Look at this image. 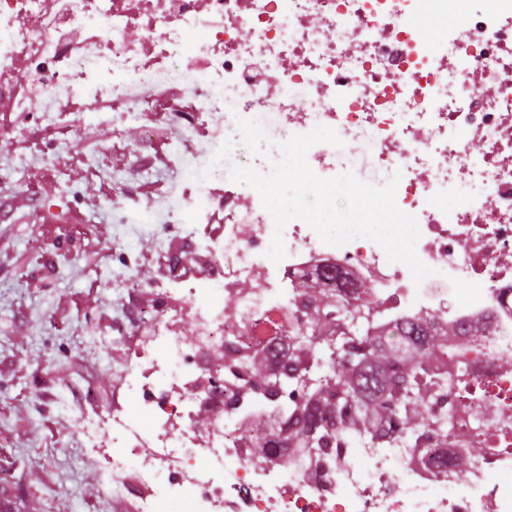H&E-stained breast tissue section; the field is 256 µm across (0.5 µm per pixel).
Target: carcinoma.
<instances>
[{
    "label": "carcinoma",
    "instance_id": "carcinoma-1",
    "mask_svg": "<svg viewBox=\"0 0 512 512\" xmlns=\"http://www.w3.org/2000/svg\"><path fill=\"white\" fill-rule=\"evenodd\" d=\"M306 284L297 287L305 296L300 319L307 333L294 337L291 363L272 368L271 352L263 348L238 357L233 371L217 367L224 380L244 397L272 402L294 424L287 434L294 448H386L397 439L444 433L432 411L453 410L445 370L448 324H430L418 345L407 343L398 327L374 336H339L345 300H332L323 289L309 291ZM305 373L316 383L299 381Z\"/></svg>",
    "mask_w": 512,
    "mask_h": 512
}]
</instances>
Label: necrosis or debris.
<instances>
[{
  "label": "necrosis or debris",
  "instance_id": "4bbe7bcc",
  "mask_svg": "<svg viewBox=\"0 0 512 512\" xmlns=\"http://www.w3.org/2000/svg\"><path fill=\"white\" fill-rule=\"evenodd\" d=\"M0 0V97L12 118L0 134H26L31 120L59 133L69 108L104 103L82 122L120 127L161 112L175 127L169 165L190 180L167 224L181 252L157 231L166 271L146 311L120 301L112 343L128 350L123 402L102 425L112 432V473L135 467L146 492L139 512H512V0ZM53 14L47 25L34 16ZM455 21L440 37L423 26ZM146 33L150 46L129 40ZM191 65H184V58ZM136 86L189 91L190 106L133 94ZM257 121L272 145L315 127L342 141L312 146L321 177L359 157L401 174L396 203L416 216L419 259L432 276L415 283L375 242L323 243L305 222L276 230L259 193L229 176L238 160V119ZM200 144L182 155L183 139ZM483 145L472 153V141ZM476 187L464 196L459 181ZM112 245L128 249L151 208L123 193ZM285 256H267L274 232ZM335 269L350 296L342 330L377 331L412 319L448 322V349L464 353L467 380L450 384L456 413L447 435L338 454L272 452L243 443L237 425L282 424L266 400L233 398L211 371L213 355L251 352L282 337L300 277ZM234 303H225V295ZM196 326L178 332L181 317ZM485 331L468 332L472 322ZM503 413L478 422L480 403ZM208 407L213 422L194 414ZM486 453L454 461L473 443Z\"/></svg>",
  "mask_w": 512,
  "mask_h": 512
}]
</instances>
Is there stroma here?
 <instances>
[{"label":"stroma","instance_id":"obj_1","mask_svg":"<svg viewBox=\"0 0 512 512\" xmlns=\"http://www.w3.org/2000/svg\"><path fill=\"white\" fill-rule=\"evenodd\" d=\"M155 121L79 127L63 149L42 127L0 136V503L11 512H104L112 446L87 445L83 428L117 401L128 366L125 351L96 342L112 331L126 273L112 197L139 192L128 155ZM153 231L145 225L132 246L140 306L154 303L162 269Z\"/></svg>","mask_w":512,"mask_h":512}]
</instances>
